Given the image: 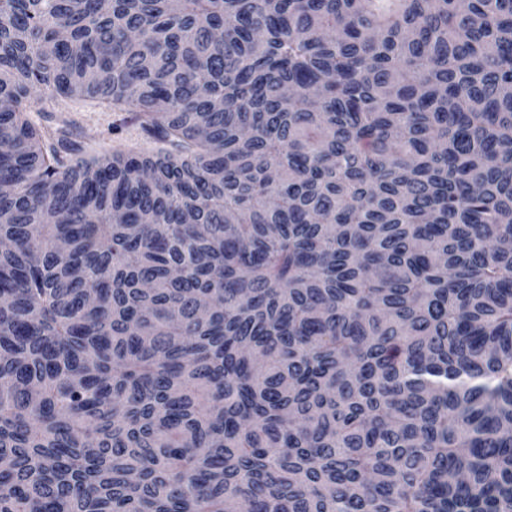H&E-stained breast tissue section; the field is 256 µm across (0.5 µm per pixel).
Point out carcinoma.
I'll return each instance as SVG.
<instances>
[{"label": "carcinoma", "instance_id": "carcinoma-1", "mask_svg": "<svg viewBox=\"0 0 512 512\" xmlns=\"http://www.w3.org/2000/svg\"><path fill=\"white\" fill-rule=\"evenodd\" d=\"M0 103V512H512V0H0ZM34 119L51 128L64 127L63 121L75 120L77 129H71L72 139L81 142L88 152L112 149V123L118 119L113 112L103 111L85 101H57L50 91L38 96Z\"/></svg>", "mask_w": 512, "mask_h": 512}]
</instances>
